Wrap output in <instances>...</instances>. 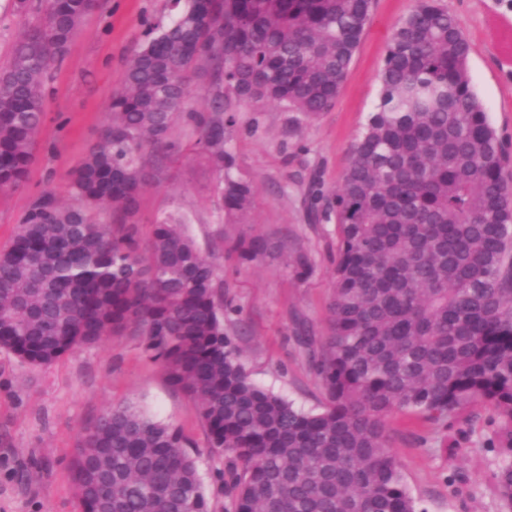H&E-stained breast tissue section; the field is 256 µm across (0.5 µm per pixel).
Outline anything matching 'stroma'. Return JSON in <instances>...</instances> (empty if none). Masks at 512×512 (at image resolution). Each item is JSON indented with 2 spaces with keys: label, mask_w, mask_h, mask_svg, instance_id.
I'll use <instances>...</instances> for the list:
<instances>
[{
  "label": "stroma",
  "mask_w": 512,
  "mask_h": 512,
  "mask_svg": "<svg viewBox=\"0 0 512 512\" xmlns=\"http://www.w3.org/2000/svg\"><path fill=\"white\" fill-rule=\"evenodd\" d=\"M439 3L471 42L473 89L512 160V0ZM414 6L415 0H373L330 111L307 119L270 103L241 107L225 146L235 159L232 176L251 184L253 197L234 221L215 203L218 176L195 146L198 132L180 120L171 129L178 152L160 161L158 176L140 196L141 240H148L157 218L172 211L186 215L188 233L219 267L224 329L252 380L306 410L320 405L323 393L302 339L318 344L329 334L338 244L336 224L314 219L313 194L329 197L339 188L378 103L391 26ZM173 15L170 0H98L82 18L63 60L48 71L43 123L27 176L0 190V246L12 240L43 192L71 202L67 174L108 123V106L144 39L145 21L166 24ZM43 19V0H28L23 10L16 0H0V68L14 44ZM239 236L263 239L268 252L239 262L224 250L225 239ZM295 250L308 256V276L293 271L289 254ZM126 402L185 429L212 512H224L215 476L221 463L210 455L190 398L168 385L160 364L148 360L130 335L107 337L43 368L0 352V512H81L73 461L82 431L105 409ZM496 418L486 404L473 403L449 419L443 434L416 414L388 417V449L426 512H505L495 491V475L506 460L491 445ZM443 440L455 453L440 448Z\"/></svg>",
  "instance_id": "obj_1"
}]
</instances>
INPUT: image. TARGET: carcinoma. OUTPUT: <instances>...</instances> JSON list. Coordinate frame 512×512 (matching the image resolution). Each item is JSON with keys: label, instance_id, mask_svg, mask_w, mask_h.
<instances>
[{"label": "carcinoma", "instance_id": "1", "mask_svg": "<svg viewBox=\"0 0 512 512\" xmlns=\"http://www.w3.org/2000/svg\"><path fill=\"white\" fill-rule=\"evenodd\" d=\"M95 0H46L41 25L0 71V188L19 186L42 122L47 59L62 57ZM372 0H172L147 24L100 141L70 173L76 203L46 192L0 249V350L51 365L130 334L192 401L224 460V512H426L387 449V417L411 412L448 431L481 402L512 454V187L473 90L468 38L437 0H417L390 31L380 97L321 216L339 241L330 333L311 350L324 402L305 412L257 386L224 332V287L186 232L157 219L138 238V196L175 149L177 119L222 174L227 217L252 187L234 179L226 131L240 107L274 103L314 118L332 109ZM207 78V106H189ZM120 223L106 224L105 206ZM260 239L230 246L238 260ZM190 437L130 403L85 430L74 466L82 512H211ZM512 510V462L496 475Z\"/></svg>", "mask_w": 512, "mask_h": 512}]
</instances>
